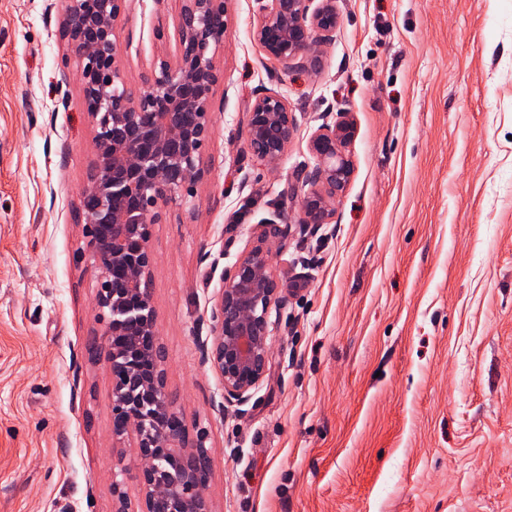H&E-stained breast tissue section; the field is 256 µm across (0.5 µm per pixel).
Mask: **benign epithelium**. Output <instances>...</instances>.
I'll list each match as a JSON object with an SVG mask.
<instances>
[{
	"label": "benign epithelium",
	"instance_id": "7a95c632",
	"mask_svg": "<svg viewBox=\"0 0 512 512\" xmlns=\"http://www.w3.org/2000/svg\"><path fill=\"white\" fill-rule=\"evenodd\" d=\"M125 0H70L65 36L82 61L80 82L96 123V158L82 189L85 248L100 280V350L112 386V438L134 435L133 478L145 512H210L208 481L193 462L208 456L205 436L189 439L166 390L165 356L150 290V224L199 174L200 151L212 128L211 95L221 78L215 54L226 27V0H181L175 65L160 61L134 97L117 66L116 21ZM254 39L286 68L317 71L322 47L338 25L336 0H257ZM296 130V117L277 94L258 97L245 132L252 155L277 167ZM348 113L314 133L315 164L297 179L308 187L299 223L329 224L353 175ZM279 224L263 226L256 244L224 272L204 361L221 376L224 399L245 402L265 378L273 307L280 299L268 243Z\"/></svg>",
	"mask_w": 512,
	"mask_h": 512
}]
</instances>
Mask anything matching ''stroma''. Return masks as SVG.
Returning <instances> with one entry per match:
<instances>
[{
	"label": "stroma",
	"instance_id": "1",
	"mask_svg": "<svg viewBox=\"0 0 512 512\" xmlns=\"http://www.w3.org/2000/svg\"><path fill=\"white\" fill-rule=\"evenodd\" d=\"M69 0H0V512H116L111 374L81 253L96 125L63 32ZM322 66L284 68L230 0L200 176L150 226L166 388L206 433L210 512H512V0H336ZM180 0H126L118 65L176 63ZM281 95L276 168L246 114ZM349 112L332 223L297 214L311 136ZM283 301L246 402L202 356L224 272L263 224ZM245 132L252 155L276 168L296 130V117L277 94L259 96L247 112Z\"/></svg>",
	"mask_w": 512,
	"mask_h": 512
}]
</instances>
